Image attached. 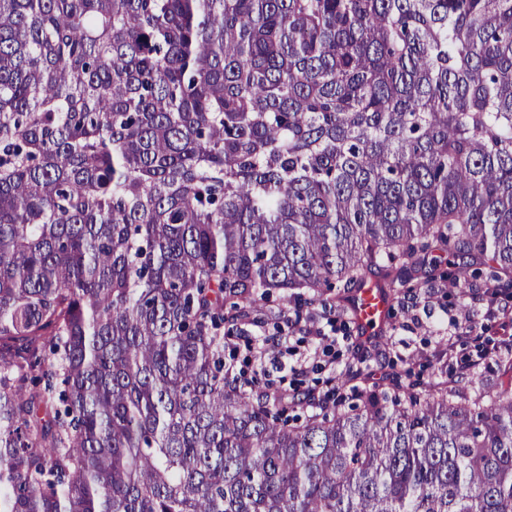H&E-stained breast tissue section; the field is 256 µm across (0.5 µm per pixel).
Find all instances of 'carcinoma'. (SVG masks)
Listing matches in <instances>:
<instances>
[{"mask_svg":"<svg viewBox=\"0 0 512 512\" xmlns=\"http://www.w3.org/2000/svg\"><path fill=\"white\" fill-rule=\"evenodd\" d=\"M443 259L512 284V0H0V512H512V377L224 373Z\"/></svg>","mask_w":512,"mask_h":512,"instance_id":"cac0c4a2","label":"carcinoma"}]
</instances>
